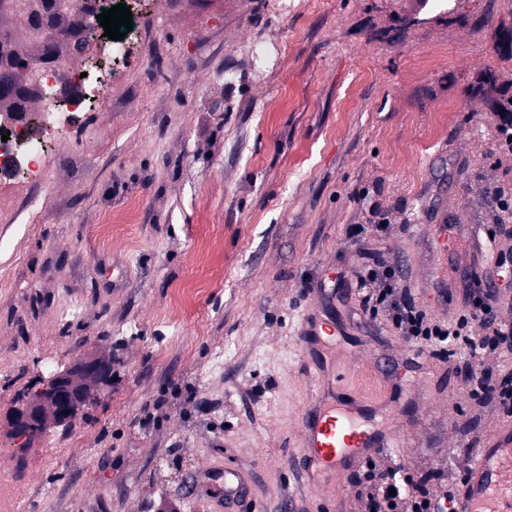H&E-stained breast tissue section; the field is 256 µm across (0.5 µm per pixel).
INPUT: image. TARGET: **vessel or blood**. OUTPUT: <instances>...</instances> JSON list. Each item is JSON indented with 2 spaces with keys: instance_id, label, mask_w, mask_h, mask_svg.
Masks as SVG:
<instances>
[{
  "instance_id": "vessel-or-blood-1",
  "label": "vessel or blood",
  "mask_w": 512,
  "mask_h": 512,
  "mask_svg": "<svg viewBox=\"0 0 512 512\" xmlns=\"http://www.w3.org/2000/svg\"><path fill=\"white\" fill-rule=\"evenodd\" d=\"M439 237L434 261L425 281L429 288L444 291L460 288L462 280H449L448 266L452 253L468 246L473 264L469 276L479 278L482 285L495 279L499 241L482 237L476 228L450 226L447 210H439L431 219ZM344 323L332 321L318 327L304 322V342L319 336H344ZM371 409L354 396H335L333 402L314 406L301 418L299 454L307 472L309 490L321 492L329 475L340 474L359 460L381 448H393L397 439L393 432L368 425ZM496 440L485 441L466 463L463 479L451 503L450 512H512V422L499 424ZM252 498L247 476L233 465L224 467V507L233 512L240 503Z\"/></svg>"
}]
</instances>
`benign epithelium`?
<instances>
[{
    "instance_id": "1",
    "label": "benign epithelium",
    "mask_w": 512,
    "mask_h": 512,
    "mask_svg": "<svg viewBox=\"0 0 512 512\" xmlns=\"http://www.w3.org/2000/svg\"><path fill=\"white\" fill-rule=\"evenodd\" d=\"M75 5L78 28L74 39L86 45L90 41V26L102 11V0H75ZM57 11L58 0H35L29 20L32 33L46 42L53 41L56 36L53 18ZM103 371L100 360L84 357L71 368L50 374L27 395L23 408L12 416L13 432L26 437L43 431L53 419H68L87 400L86 381L102 375Z\"/></svg>"
}]
</instances>
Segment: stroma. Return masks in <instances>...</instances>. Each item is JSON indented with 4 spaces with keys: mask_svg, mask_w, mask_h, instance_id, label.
<instances>
[{
    "mask_svg": "<svg viewBox=\"0 0 512 512\" xmlns=\"http://www.w3.org/2000/svg\"><path fill=\"white\" fill-rule=\"evenodd\" d=\"M157 40L111 73L122 94L85 135L47 136L54 164L23 223L0 230V450L20 459L19 512H224L233 463L256 512H358L349 474L305 492L301 413L320 388L300 337L333 310L366 344L344 373L364 397L398 386L387 463L457 479L507 413L468 398L466 344L416 348L360 313L356 271L408 266L417 304L427 221L447 203L483 225L512 188L489 102L512 96V0H166ZM262 44L274 67L251 69ZM496 89L477 95L485 70ZM392 224L377 231L372 209ZM345 281L334 307L313 285ZM91 356V398L21 443L9 415L40 377Z\"/></svg>",
    "mask_w": 512,
    "mask_h": 512,
    "instance_id": "35a3bbf8",
    "label": "stroma"
}]
</instances>
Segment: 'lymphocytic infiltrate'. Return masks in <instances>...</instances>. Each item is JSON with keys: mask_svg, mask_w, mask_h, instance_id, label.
I'll use <instances>...</instances> for the list:
<instances>
[{"mask_svg": "<svg viewBox=\"0 0 512 512\" xmlns=\"http://www.w3.org/2000/svg\"><path fill=\"white\" fill-rule=\"evenodd\" d=\"M500 282L491 288L473 282L459 301L456 312L442 320L428 315L405 288L406 274L400 261L381 259L358 272L361 311L370 318H385L404 340L420 345L441 344L463 336L472 337L477 348L466 364L475 407L512 410V387L494 383V369L512 354V326L504 318L501 295L512 292V248L502 251L496 272ZM352 492L359 512H446L452 485L440 471L420 479L399 477L395 467L373 458L370 467L354 475Z\"/></svg>", "mask_w": 512, "mask_h": 512, "instance_id": "obj_1", "label": "lymphocytic infiltrate"}]
</instances>
